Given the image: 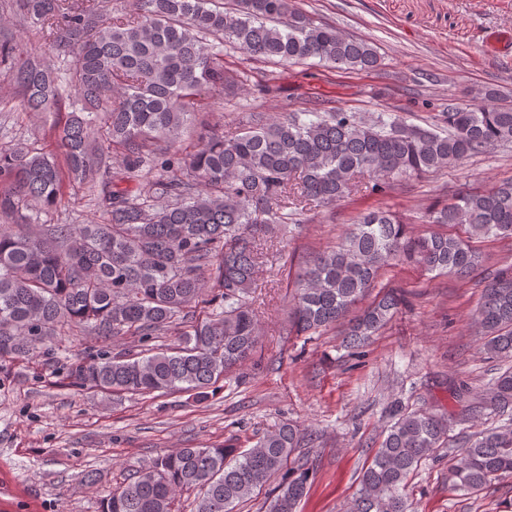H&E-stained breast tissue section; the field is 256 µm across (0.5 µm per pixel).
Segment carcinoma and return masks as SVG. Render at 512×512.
Returning <instances> with one entry per match:
<instances>
[{
  "label": "carcinoma",
  "mask_w": 512,
  "mask_h": 512,
  "mask_svg": "<svg viewBox=\"0 0 512 512\" xmlns=\"http://www.w3.org/2000/svg\"><path fill=\"white\" fill-rule=\"evenodd\" d=\"M23 20L55 49L74 54L65 75L44 58L13 61L0 38V64L26 112H60V82L74 109L44 132L64 162L38 142L0 147V362L50 354L52 337L90 328L98 336L174 334L173 347L141 356L100 352L75 366L80 386L115 394L183 392L196 399L252 355L259 325L252 308L263 244L296 216L361 191L383 195L390 180L438 171L512 142V104L484 87L480 103L451 106L448 132L400 120L368 122L357 112H254L233 131L207 130L193 150L180 139L205 88L233 89L207 38L279 62L309 60L351 72L381 65L372 41L316 24L291 0H131L108 16L99 0H20ZM120 154L119 172L98 177L93 155ZM142 177L136 190L115 182ZM85 186L102 222L43 224L72 183ZM427 224L461 228L414 235L386 209L351 225L341 244L306 262L293 307L298 332L336 325L396 264L465 277L481 262L478 238L512 239V182L457 194L424 214ZM400 294L381 293L349 323L344 347L358 353L394 318ZM209 312L195 316L196 309ZM474 323L491 356L512 360V267L484 281ZM465 425L484 413L496 423L448 449V491L475 495L512 477V366L478 390L455 389ZM448 416L395 403L383 439L363 466L348 512H416L406 487L448 439ZM311 432L285 424L247 449L176 448L114 489L101 512H173L179 491L200 490L194 512H233L270 478L280 481L265 512H297L315 481L308 457L292 459Z\"/></svg>",
  "instance_id": "obj_1"
}]
</instances>
